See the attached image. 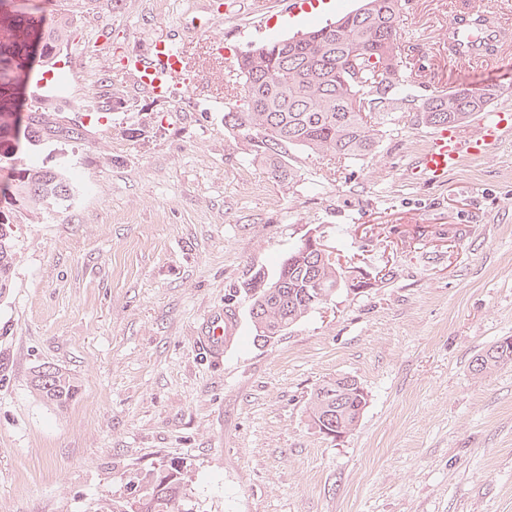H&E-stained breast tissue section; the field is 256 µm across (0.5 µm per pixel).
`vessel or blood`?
<instances>
[{
  "mask_svg": "<svg viewBox=\"0 0 512 512\" xmlns=\"http://www.w3.org/2000/svg\"><path fill=\"white\" fill-rule=\"evenodd\" d=\"M499 26L489 25L480 36H473L463 24L448 27V38L453 42L456 59L485 60L487 45L499 43ZM185 56L181 48L170 42L152 44L147 53L128 57L126 72L154 99H179L185 85ZM512 131V114L491 112L481 122L479 131L465 135L448 128L430 139L427 147L416 157L409 170L412 179L439 182L456 169L465 158L486 155L495 148L504 133ZM234 325L224 317L223 310L211 311L200 323L197 333L205 345L214 351L222 350L225 336L231 335Z\"/></svg>",
  "mask_w": 512,
  "mask_h": 512,
  "instance_id": "obj_1",
  "label": "vessel or blood"
}]
</instances>
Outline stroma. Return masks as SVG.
<instances>
[{
	"mask_svg": "<svg viewBox=\"0 0 512 512\" xmlns=\"http://www.w3.org/2000/svg\"><path fill=\"white\" fill-rule=\"evenodd\" d=\"M289 3L90 0L78 21L54 130L28 152L83 180L65 210L20 218L0 297V512H89L170 459L198 512H512V361L472 369L512 336V135L444 182L412 181L434 130L399 112L374 157L338 167L292 148L294 180L268 177L203 109L234 101L207 48L293 35ZM449 3L406 6L412 80L424 95L496 85L512 110V55L456 62ZM155 41L186 51L188 99L155 101L123 71ZM102 94L116 98L103 114ZM320 232L378 282L254 341L247 282ZM227 304L240 329L218 356L195 328ZM44 363L78 379L75 402L32 392ZM337 375L369 395L339 439L306 412Z\"/></svg>",
	"mask_w": 512,
	"mask_h": 512,
	"instance_id": "1",
	"label": "stroma"
}]
</instances>
